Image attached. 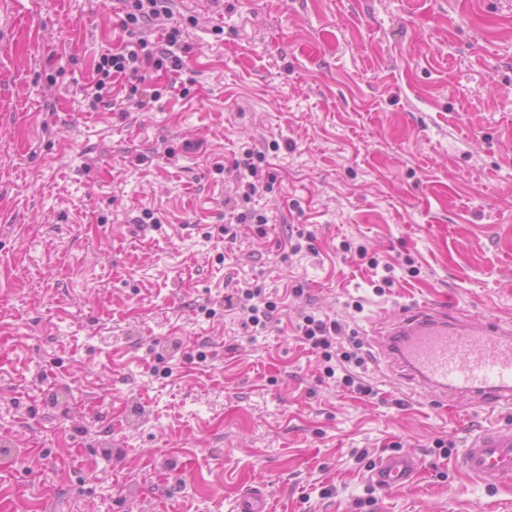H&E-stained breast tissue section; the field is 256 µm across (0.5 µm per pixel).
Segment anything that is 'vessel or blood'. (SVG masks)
<instances>
[{"mask_svg": "<svg viewBox=\"0 0 512 512\" xmlns=\"http://www.w3.org/2000/svg\"><path fill=\"white\" fill-rule=\"evenodd\" d=\"M387 327V351L431 394L512 407L511 322L473 320L423 304L400 307ZM458 466L490 488L512 483V424L492 423L472 434ZM419 473L417 458L396 453L379 458L368 480L385 492L415 482Z\"/></svg>", "mask_w": 512, "mask_h": 512, "instance_id": "obj_1", "label": "vessel or blood"}]
</instances>
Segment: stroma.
Instances as JSON below:
<instances>
[{
	"mask_svg": "<svg viewBox=\"0 0 512 512\" xmlns=\"http://www.w3.org/2000/svg\"><path fill=\"white\" fill-rule=\"evenodd\" d=\"M121 17L0 0V512H233L254 488L271 512H512L456 465L512 409L435 401L374 322L512 319V0H175L185 70L93 110ZM249 150L267 235L230 243ZM240 283L277 302L266 329L225 308ZM308 314L371 349L373 398L297 340ZM398 451L418 480L370 492Z\"/></svg>",
	"mask_w": 512,
	"mask_h": 512,
	"instance_id": "1",
	"label": "stroma"
}]
</instances>
